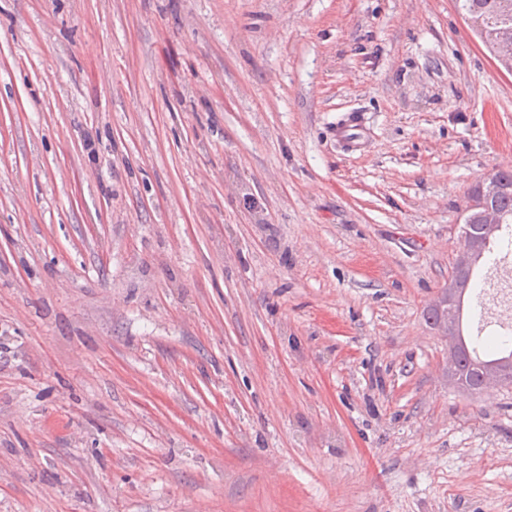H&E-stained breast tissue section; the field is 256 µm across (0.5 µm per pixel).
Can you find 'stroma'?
<instances>
[{
	"label": "stroma",
	"mask_w": 512,
	"mask_h": 512,
	"mask_svg": "<svg viewBox=\"0 0 512 512\" xmlns=\"http://www.w3.org/2000/svg\"><path fill=\"white\" fill-rule=\"evenodd\" d=\"M507 167L456 0H0V512H512L426 317ZM365 130V125L360 116L349 113L344 119L336 123V140L350 151L360 150L365 142Z\"/></svg>",
	"instance_id": "1"
}]
</instances>
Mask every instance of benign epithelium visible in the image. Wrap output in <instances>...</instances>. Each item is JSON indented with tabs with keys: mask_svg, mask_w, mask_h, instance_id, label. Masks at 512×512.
Here are the masks:
<instances>
[{
	"mask_svg": "<svg viewBox=\"0 0 512 512\" xmlns=\"http://www.w3.org/2000/svg\"><path fill=\"white\" fill-rule=\"evenodd\" d=\"M472 23L488 44L498 68L512 73V36L507 33L498 35L490 33V24L481 18L472 20ZM500 190L501 184L492 173L487 174L479 181L478 189L471 197V202L463 214L460 233L461 245L455 252L453 270L448 277V286L442 289L440 295L430 306V311L437 314L434 329L438 335L448 340V356L444 362L448 380L455 388L469 393L473 392V389L459 385L453 378L457 369V351L462 344V337L449 324L450 306L461 288L464 275L480 258L481 242L494 236L503 224V216L491 204L492 197ZM511 385V367L493 363L481 368L479 390L484 391L491 386L509 387Z\"/></svg>",
	"mask_w": 512,
	"mask_h": 512,
	"instance_id": "benign-epithelium-1",
	"label": "benign epithelium"
}]
</instances>
